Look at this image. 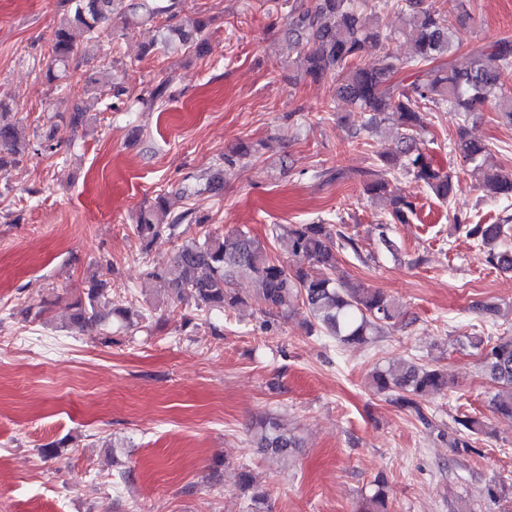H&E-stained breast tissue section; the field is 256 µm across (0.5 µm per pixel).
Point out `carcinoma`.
Wrapping results in <instances>:
<instances>
[{
	"label": "carcinoma",
	"instance_id": "carcinoma-1",
	"mask_svg": "<svg viewBox=\"0 0 512 512\" xmlns=\"http://www.w3.org/2000/svg\"><path fill=\"white\" fill-rule=\"evenodd\" d=\"M66 14L54 31L50 61L39 70L50 84L68 72L74 56L73 33H85L87 43L98 42L102 25L112 20L118 9L145 11L149 18L165 17V36L161 46L177 43L192 46L200 54L209 51L206 29L210 19L184 12V0H63ZM393 13L414 34L413 54L399 58L385 53L373 66L361 63L370 45L385 44L392 32L382 24L385 14ZM288 34L302 44L297 69L314 81L329 78L336 85V97L350 105V111L368 113L360 123L350 122L352 137L371 133L389 124L396 130L395 148L379 155L375 169L358 172L364 194L373 199L390 197L392 223L406 224L416 212V205L395 193L391 180L403 172L420 181L441 201L453 194V176L435 164L419 134L432 106H445L467 117L490 104L512 125V39L505 37L486 49L472 53L464 67L444 58L456 48L450 27L441 23L434 0H313L307 5L293 2L287 17ZM412 72L414 80L404 84L396 76ZM9 103L0 98V174L19 164L32 151L49 158L60 154L62 142L55 139L57 124L34 142L27 139L25 118L10 113ZM88 109L78 105L54 117L76 132L85 127ZM456 151L473 164L472 174L478 186L491 198H512V173L501 174L482 168L478 163L486 151L481 142L468 137L459 128ZM251 156L249 146L240 143L222 156V168H233ZM209 217L196 208L179 212L170 210L160 196L155 203L140 209L132 225L134 235L147 252L166 235L172 237L181 224H207ZM272 236L283 241L294 257L290 267L268 257L261 242L247 229L224 234L205 229L198 239L177 246L165 262L147 266L146 275L159 293L178 300L193 301L196 310L236 309L255 304L269 316L286 317L298 305L308 313V334L317 333L342 345H365L405 318L402 306L381 291L352 281L340 270L339 257L350 252L364 261L354 236L324 220L312 224L275 225ZM503 224H471L466 235L477 248L486 266L512 273V249L503 246ZM241 280L254 283L253 292L241 294L235 285ZM71 324L78 329L107 327L108 318L117 315L127 327L138 326L147 317L112 300L110 282L93 276L83 295L72 304ZM477 350L484 373L497 384L491 398L492 413L499 419L512 420V334L468 337ZM376 389L387 394L402 409L424 417L423 402L448 388L447 376L438 369L414 361L402 360L376 368L372 374ZM456 427L448 435V447L459 453L475 451L474 436L491 435L489 422L464 414L454 418ZM256 447L286 459L300 440L279 419L267 417L254 435ZM388 483L377 477L365 496L362 512H387Z\"/></svg>",
	"mask_w": 512,
	"mask_h": 512
}]
</instances>
